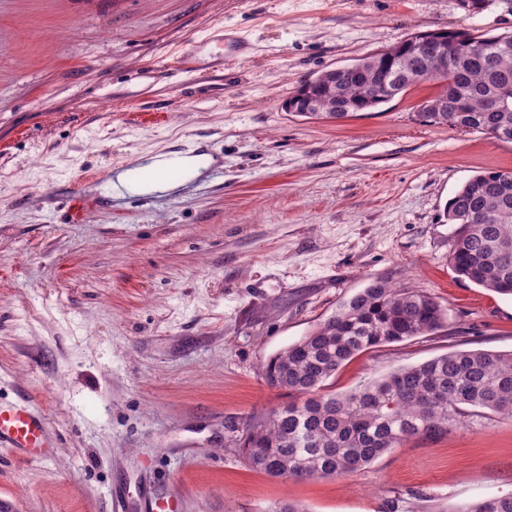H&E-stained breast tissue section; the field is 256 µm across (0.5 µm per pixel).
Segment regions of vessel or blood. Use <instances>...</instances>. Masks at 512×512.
Wrapping results in <instances>:
<instances>
[{
	"mask_svg": "<svg viewBox=\"0 0 512 512\" xmlns=\"http://www.w3.org/2000/svg\"><path fill=\"white\" fill-rule=\"evenodd\" d=\"M57 444L47 419L22 404H0V446L11 448L20 461L48 455Z\"/></svg>",
	"mask_w": 512,
	"mask_h": 512,
	"instance_id": "obj_1",
	"label": "vessel or blood"
}]
</instances>
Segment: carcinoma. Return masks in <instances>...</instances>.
Here are the masks:
<instances>
[{"mask_svg": "<svg viewBox=\"0 0 512 512\" xmlns=\"http://www.w3.org/2000/svg\"><path fill=\"white\" fill-rule=\"evenodd\" d=\"M448 57L420 56L408 43L362 58L355 73L305 82L293 95L296 111L321 103L323 116L340 120L388 102L369 95L389 68L388 87L445 81L455 97L446 112H422L424 121L476 130L512 142V98L501 108L500 87L512 84V32L442 31ZM444 215L457 225L450 255L460 279L512 297V172L473 176L451 198ZM448 312L432 295L370 283L344 301L308 335L270 358L267 385L297 401L248 416L229 427L247 466L271 477L347 476L416 439H437L484 415L512 419V352L454 350L402 367L339 395L331 378L349 360L382 345L443 330ZM461 512H512V493L482 499Z\"/></svg>", "mask_w": 512, "mask_h": 512, "instance_id": "cac0c4a2", "label": "carcinoma"}]
</instances>
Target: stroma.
<instances>
[{
  "mask_svg": "<svg viewBox=\"0 0 512 512\" xmlns=\"http://www.w3.org/2000/svg\"><path fill=\"white\" fill-rule=\"evenodd\" d=\"M439 29L512 30V0H0V402L58 432L31 463L0 447L5 512H110L147 487L180 512H461L512 493V421L491 415L333 479L270 477L229 441L289 402L264 364L374 279L433 294L448 326L355 356L336 393L512 350V298L457 278L444 216L472 176L512 171V143L424 122L429 82L338 121L282 107ZM221 30L250 52L223 61ZM172 151L212 164L180 193L113 197L117 172Z\"/></svg>",
  "mask_w": 512,
  "mask_h": 512,
  "instance_id": "1",
  "label": "stroma"
}]
</instances>
